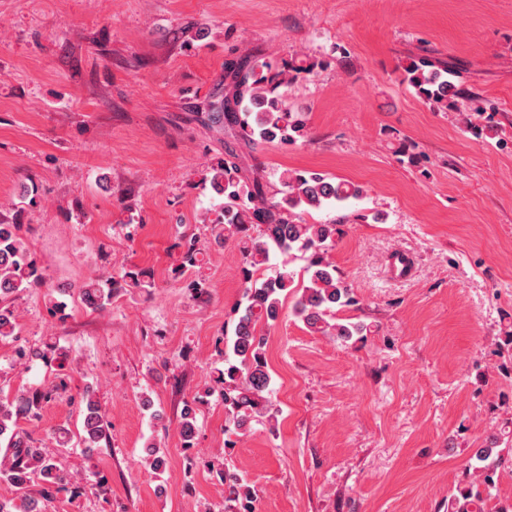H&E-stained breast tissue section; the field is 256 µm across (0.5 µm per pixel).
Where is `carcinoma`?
Masks as SVG:
<instances>
[{"label": "carcinoma", "instance_id": "1", "mask_svg": "<svg viewBox=\"0 0 512 512\" xmlns=\"http://www.w3.org/2000/svg\"><path fill=\"white\" fill-rule=\"evenodd\" d=\"M321 62L300 60L282 64L245 58L226 64V77L231 91L223 99L209 104L207 124L220 130L237 126L248 142L294 143L304 135L305 120L300 112L285 106L281 89L300 73H310ZM448 64L430 57L413 59L404 67L405 81L425 102L439 111L473 112L466 93L448 78ZM238 155L227 148L224 159L210 167V184L214 192L224 196V209L215 220L216 237H234L241 245L245 259L242 267L244 291L236 306L233 335L226 338L224 371L215 379L210 391L224 398L226 418L236 431L245 435L254 419L275 418L277 410L269 398L271 374L265 352V337L258 325L274 322L279 317L282 298L292 276L280 271L262 282L253 280L258 267L270 260L271 254L302 251L308 254V284L302 288L294 312L314 333L334 336L346 342L361 331L356 323H331L329 313L355 303L352 289L336 275V266L327 258L334 243L336 224H308L302 214L310 209L336 208L361 195L359 186L345 180H333L308 171L284 170L279 176L282 197H266L259 181L247 185L241 176ZM21 225L0 221V340L18 336L17 315L10 305L12 296L43 283L44 278L31 257L21 235ZM175 271L183 274L196 268L201 248L194 236H183ZM153 287L151 273L129 269L122 275L96 278L80 288L83 304L102 310L112 299L137 288ZM53 345L22 348L15 363L25 366L35 360H47ZM61 376L31 387L15 398L0 395V481L14 487L20 505L0 502V512H41L39 503L71 481L61 470L50 449L24 430L20 421L38 416L42 405L65 391ZM78 404L83 416V442L98 444L109 438V425L93 391L85 389ZM181 434L186 444L194 438L193 409H183ZM473 458L483 463L479 481L459 490L448 503V512H489L481 487L494 486L501 453L493 447L478 448ZM224 500L236 502L249 498L250 490L236 474L226 472ZM40 487L39 496L30 494V486Z\"/></svg>", "mask_w": 512, "mask_h": 512}]
</instances>
